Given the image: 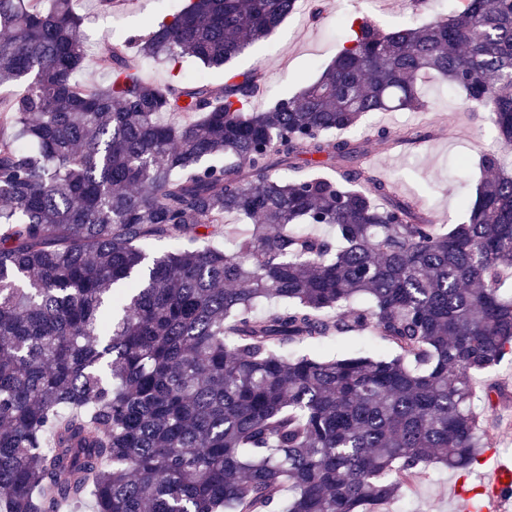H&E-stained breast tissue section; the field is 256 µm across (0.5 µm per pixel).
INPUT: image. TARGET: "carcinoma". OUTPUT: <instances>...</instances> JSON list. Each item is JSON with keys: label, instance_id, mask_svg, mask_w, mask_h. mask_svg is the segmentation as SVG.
Listing matches in <instances>:
<instances>
[{"label": "carcinoma", "instance_id": "obj_1", "mask_svg": "<svg viewBox=\"0 0 512 512\" xmlns=\"http://www.w3.org/2000/svg\"><path fill=\"white\" fill-rule=\"evenodd\" d=\"M177 2L128 39L172 72L224 66L297 8ZM82 21L74 0H0V86L19 87L0 107V512H380L433 467L471 471L476 379L512 356V0L353 20L264 110L260 70L158 85L119 44L79 82ZM429 76L500 140L446 228L366 160L422 135L342 136L423 108ZM162 238L181 246L142 248ZM357 328L391 354L291 353Z\"/></svg>", "mask_w": 512, "mask_h": 512}]
</instances>
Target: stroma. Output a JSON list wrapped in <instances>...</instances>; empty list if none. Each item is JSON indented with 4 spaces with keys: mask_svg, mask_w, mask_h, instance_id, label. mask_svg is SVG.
Masks as SVG:
<instances>
[{
    "mask_svg": "<svg viewBox=\"0 0 512 512\" xmlns=\"http://www.w3.org/2000/svg\"><path fill=\"white\" fill-rule=\"evenodd\" d=\"M321 20L311 14L294 13L269 36L232 58L225 68L207 70L213 87L224 84L226 71L246 73L262 69L266 90L254 105L265 108L273 101L292 96L315 81L339 52L347 35L346 21L366 18L381 29L417 27L436 15H447L458 0H428L414 7L411 0H322ZM81 26L89 55L84 78L98 76L95 52L105 42L120 43L128 36H147L151 19L159 17V0H124L112 12L100 11L97 0H80ZM426 107L420 112H373L348 135L363 138L368 126L383 124L395 130L425 132L424 142L413 147L385 150L369 145L372 164L395 185L398 195L418 197L425 213L439 224H457L463 218L461 195L473 190L482 173L480 155L498 145L493 125L464 112L457 97L440 90L434 82L425 85ZM486 382L504 385L506 402L486 412L492 427L490 444L496 459L512 463V357L483 375ZM457 472L443 467L431 470L428 480L407 498L390 504L389 512H458L455 489Z\"/></svg>",
    "mask_w": 512,
    "mask_h": 512,
    "instance_id": "1",
    "label": "stroma"
}]
</instances>
